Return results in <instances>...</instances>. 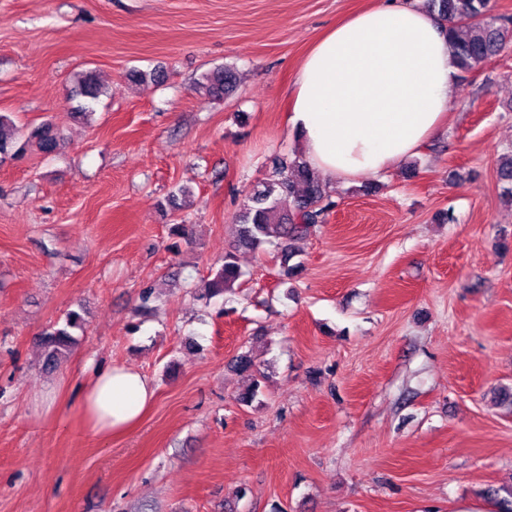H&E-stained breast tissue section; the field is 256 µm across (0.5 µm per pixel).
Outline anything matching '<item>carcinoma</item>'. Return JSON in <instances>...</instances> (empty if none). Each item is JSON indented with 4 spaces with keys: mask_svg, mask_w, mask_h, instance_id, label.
<instances>
[{
    "mask_svg": "<svg viewBox=\"0 0 512 512\" xmlns=\"http://www.w3.org/2000/svg\"><path fill=\"white\" fill-rule=\"evenodd\" d=\"M425 6L441 23L448 25L453 59L462 72L478 68L512 37V21L494 14L492 0H425ZM236 80V72L226 67L204 75L202 87L213 97L222 98L234 91ZM74 93L77 97H98L101 85L96 74L92 71L78 74ZM61 140L62 134L52 124L43 123L31 129L22 142L20 130L11 117L0 114V156L18 158L29 145L52 152ZM498 174L500 180L510 184L504 190V198L512 202V153L500 156ZM335 206L326 186L303 159L284 161L245 195L237 215L238 245L257 251L277 240L283 243L291 258L295 254V242L310 236ZM211 275L213 278L206 288L209 298L233 290L242 272L234 254L226 253L219 267L211 269ZM79 323L80 315L70 312L66 327L42 334L41 341L50 361L65 357L75 343L68 329ZM486 496L494 512H512V485L489 489Z\"/></svg>",
    "mask_w": 512,
    "mask_h": 512,
    "instance_id": "carcinoma-1",
    "label": "carcinoma"
}]
</instances>
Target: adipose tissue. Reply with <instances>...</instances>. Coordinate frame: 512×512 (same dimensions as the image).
<instances>
[{
	"label": "adipose tissue",
	"mask_w": 512,
	"mask_h": 512,
	"mask_svg": "<svg viewBox=\"0 0 512 512\" xmlns=\"http://www.w3.org/2000/svg\"><path fill=\"white\" fill-rule=\"evenodd\" d=\"M454 86L444 26L392 0L348 16L309 48L290 85L287 124L317 174L348 182L417 155L441 132ZM154 397L139 371L97 369L81 390L79 414L92 434L109 439L131 431Z\"/></svg>",
	"instance_id": "1"
}]
</instances>
